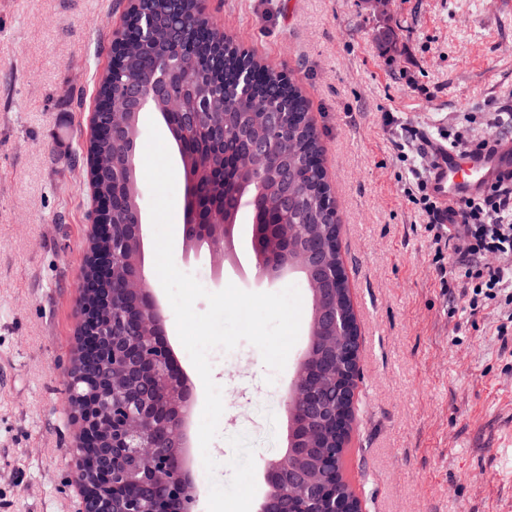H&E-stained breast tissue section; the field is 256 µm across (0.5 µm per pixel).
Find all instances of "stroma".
<instances>
[{"label": "stroma", "mask_w": 512, "mask_h": 512, "mask_svg": "<svg viewBox=\"0 0 512 512\" xmlns=\"http://www.w3.org/2000/svg\"><path fill=\"white\" fill-rule=\"evenodd\" d=\"M127 0H0V512H78L80 432L66 391L77 346L78 283L91 227L86 161L97 78ZM216 27L303 90L341 224L340 257L359 329L360 379L344 478L363 512H512V304L470 310L456 240L435 250L410 194L406 157L428 146L512 139V0H209ZM388 32L377 40V32ZM175 179L173 257L208 291L284 283L215 271L183 237ZM172 354L192 384L186 464L207 512L228 482L229 436L255 465L288 445L285 396L307 337L282 372L240 342L210 351L222 391L217 462L198 431L203 382L164 310Z\"/></svg>", "instance_id": "35a3bbf8"}]
</instances>
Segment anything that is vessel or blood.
Instances as JSON below:
<instances>
[{"mask_svg": "<svg viewBox=\"0 0 512 512\" xmlns=\"http://www.w3.org/2000/svg\"><path fill=\"white\" fill-rule=\"evenodd\" d=\"M432 153L431 191L444 203L476 196L500 174L512 170V142L508 140L482 154L461 157L439 147L433 148Z\"/></svg>", "mask_w": 512, "mask_h": 512, "instance_id": "vessel-or-blood-1", "label": "vessel or blood"}]
</instances>
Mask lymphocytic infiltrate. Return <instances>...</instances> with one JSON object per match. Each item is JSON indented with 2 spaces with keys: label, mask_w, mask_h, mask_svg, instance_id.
Returning <instances> with one entry per match:
<instances>
[{
  "label": "lymphocytic infiltrate",
  "mask_w": 512,
  "mask_h": 512,
  "mask_svg": "<svg viewBox=\"0 0 512 512\" xmlns=\"http://www.w3.org/2000/svg\"><path fill=\"white\" fill-rule=\"evenodd\" d=\"M422 209L434 229V243L452 237L467 259L463 277L493 299L512 282V181L488 187L480 197L441 207L427 181L417 183Z\"/></svg>",
  "instance_id": "lymphocytic-infiltrate-1"
}]
</instances>
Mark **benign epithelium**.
Segmentation results:
<instances>
[{
  "label": "benign epithelium",
  "instance_id": "7a95c632",
  "mask_svg": "<svg viewBox=\"0 0 512 512\" xmlns=\"http://www.w3.org/2000/svg\"><path fill=\"white\" fill-rule=\"evenodd\" d=\"M132 22L128 14L125 27L112 32L114 71L122 66L125 32ZM171 34L177 57L161 55L150 83L125 85L120 104L96 100L91 116L94 136L125 134L130 108L143 106L152 96L167 100L182 138L190 139L196 131L214 137L224 132V121L215 119V109L207 101H188L169 82L172 66L186 70L189 63L185 33L175 15ZM273 77L288 82L287 75L270 64L243 72L250 90ZM286 144L257 140L235 158L237 168L258 186L253 204L260 218L274 219L272 224L256 225L258 265L270 279L306 271L315 297L309 347L317 356L299 362L291 380L293 442L281 458L265 466L264 478L274 493L261 512H286L287 501L295 505V512H362L361 501L343 492L337 470L336 441L348 443L359 378L356 315L336 310V288L346 279L343 265L336 262L340 225L288 223L292 203L275 193L257 166L268 147L279 151ZM90 198L93 233L112 246L92 255L93 274L79 285L85 365L67 373L81 421L74 472L82 493L81 512H195L198 488L181 455L188 447L194 398L164 337L161 303L140 260L141 213L135 212L129 224H113L112 200L94 192ZM183 223L184 239L206 248L211 265L222 266L224 239L233 223L229 207L198 199L189 181Z\"/></svg>",
  "mask_w": 512,
  "mask_h": 512
}]
</instances>
